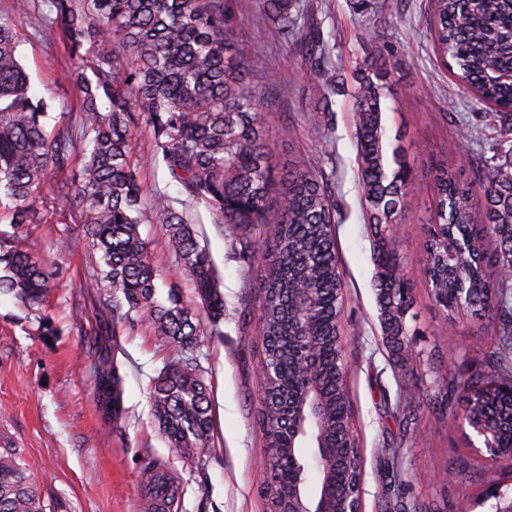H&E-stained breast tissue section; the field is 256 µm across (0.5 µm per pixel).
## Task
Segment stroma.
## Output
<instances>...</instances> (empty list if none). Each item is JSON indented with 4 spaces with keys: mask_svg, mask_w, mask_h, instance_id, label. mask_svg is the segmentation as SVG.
Listing matches in <instances>:
<instances>
[{
    "mask_svg": "<svg viewBox=\"0 0 512 512\" xmlns=\"http://www.w3.org/2000/svg\"><path fill=\"white\" fill-rule=\"evenodd\" d=\"M34 3V9L18 14L12 0H0V17L9 19L21 37L20 61L32 94L50 105L47 126L53 129L78 121V94L65 76L72 65L65 41L43 33L52 14L51 0ZM303 3L310 20L321 22L333 35L340 89L330 97L329 130L306 120L319 95L301 77V53L244 5L239 33L261 47L246 80L259 88L271 81L293 85L288 96H274L264 112L269 143L279 162L300 156L315 169L336 174L333 190L341 214L337 241L346 282L342 346L363 457L362 512H381L385 473L379 450L397 432L385 400L395 399L403 386L425 393L436 374L457 373L461 362L479 368L480 353L492 351L497 334L496 325H482L463 315L449 321L431 300L424 259L427 230L436 211L435 168L442 163L472 173L482 157L491 156L493 147L512 140V117L485 115L483 106L459 89L450 71L437 61L425 20L430 0H383L378 14L364 24L353 15L350 0ZM386 41L391 44L386 56L391 79L384 90L388 135L400 146L413 185L405 220L395 227L403 273L413 287L409 342L419 356L403 369L383 343L372 289L374 266L358 186L350 95L353 71L366 66L372 46ZM462 121L477 128L475 143L463 153L455 133ZM285 127L290 130L286 137L281 134ZM329 140L335 144L331 155L325 151ZM138 180L143 199L161 191L177 208L189 211L199 240L223 279L222 333L205 338L196 350L212 384L214 448L200 465L181 457L158 435L150 387L168 350L140 318L118 327L111 342L123 378V417L114 426L102 418L93 396L94 363L102 340L94 300L81 288L97 257L87 248L78 213L63 208L50 187L43 195L45 221L33 230L31 241L34 253L49 261L54 277V334L44 336L34 315L12 296H0V439L18 448L22 465L42 489L51 512H153V497L141 481L150 456L159 461L175 490L166 512H266L257 379L262 355L258 313L264 297L261 260L231 251L225 225L214 223L204 207L190 205L163 164L142 168ZM140 232L161 271L159 295L173 287L187 304L200 308L154 213H147ZM477 444L455 420L422 417L407 445V478L427 512H488L484 474L490 465L475 453ZM457 449L470 454L469 469L456 470Z\"/></svg>",
    "mask_w": 512,
    "mask_h": 512,
    "instance_id": "35a3bbf8",
    "label": "stroma"
}]
</instances>
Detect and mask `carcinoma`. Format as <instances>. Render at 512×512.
I'll use <instances>...</instances> for the list:
<instances>
[{"label": "carcinoma", "mask_w": 512, "mask_h": 512, "mask_svg": "<svg viewBox=\"0 0 512 512\" xmlns=\"http://www.w3.org/2000/svg\"><path fill=\"white\" fill-rule=\"evenodd\" d=\"M239 0H52L55 16L45 31L62 30L71 55L93 51L88 76L79 65L70 74L79 91L78 126L46 130L48 104L30 94L18 57L13 25L0 19V212L14 232L0 236V295L39 311L55 287L46 261L28 247L24 227L41 223L38 204L49 176L65 170L83 152L78 177L59 182L55 196L81 214L87 244L100 254L82 288L95 298L100 335L144 318L167 347L168 361L152 379V415L158 433L181 455L203 462L214 447L211 390L193 352L207 334L221 335L224 293L213 260L201 245L186 211L164 193L152 197L181 268L194 283L210 322L171 291L157 299L160 271L142 237V192L136 169L160 161L188 201L226 225L228 246L258 252L263 259L264 300L259 308L263 358L274 380L263 393L261 431L267 462L264 495L268 512H280L279 490L295 482L308 487V463L291 459L288 407L303 401L305 386L326 408L322 429L297 442L330 451L329 491L345 497L361 480L341 343L344 273L337 249L338 217L331 178L298 158L288 170L278 209L269 211L275 160L267 141L263 98L245 82L258 47L237 31ZM261 19L285 41L305 49L308 79L327 87L334 68L331 35L301 25V0H257ZM434 48L476 103L512 112V0H433ZM375 47L370 66L355 77L353 125L357 175L366 209L375 267L374 290L386 347L394 363L413 357L408 343L410 289L394 241L409 194L398 148H389L383 93L387 71ZM152 128L156 153L132 159L130 140L138 120ZM483 187L481 213L475 186ZM436 227L426 245L431 296L449 320L460 305L500 324L496 348L467 377L443 376L432 393L405 394L394 405L403 432L425 410L434 418L464 417L512 445V145L498 150L469 179L442 165L435 170ZM494 244V267L486 262ZM95 397L103 418L122 417V379L112 352L96 359ZM384 467L397 482L384 486L389 512H420L402 488L401 447L382 449ZM151 487L165 489L158 463L142 471ZM39 485L19 463L17 449L0 448V512H46Z\"/></svg>", "instance_id": "1"}]
</instances>
